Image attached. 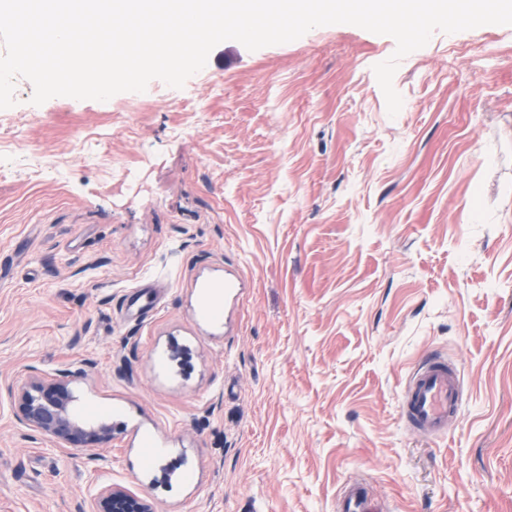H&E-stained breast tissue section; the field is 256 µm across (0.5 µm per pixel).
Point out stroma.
I'll list each match as a JSON object with an SVG mask.
<instances>
[{"instance_id": "35a3bbf8", "label": "stroma", "mask_w": 512, "mask_h": 512, "mask_svg": "<svg viewBox=\"0 0 512 512\" xmlns=\"http://www.w3.org/2000/svg\"><path fill=\"white\" fill-rule=\"evenodd\" d=\"M227 40L175 89L0 112V512H512V25ZM233 287H225V280ZM454 361L439 438L401 413ZM68 379L96 455L8 387ZM462 396L457 366L428 356L411 370L402 397V416L413 431L439 437L445 433L448 417L459 412ZM369 502L364 487L358 482H350L340 492L337 512H368ZM90 512H153L147 499L121 487L107 486L94 497Z\"/></svg>"}]
</instances>
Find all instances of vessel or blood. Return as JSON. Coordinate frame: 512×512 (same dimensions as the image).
<instances>
[{
  "mask_svg": "<svg viewBox=\"0 0 512 512\" xmlns=\"http://www.w3.org/2000/svg\"><path fill=\"white\" fill-rule=\"evenodd\" d=\"M463 388L457 366L441 357L429 356L411 370L402 397V415L410 428L420 434L439 437L462 404ZM364 487L357 482L344 486L336 512H368Z\"/></svg>",
  "mask_w": 512,
  "mask_h": 512,
  "instance_id": "1",
  "label": "vessel or blood"
}]
</instances>
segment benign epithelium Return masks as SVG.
Here are the masks:
<instances>
[{
    "label": "benign epithelium",
    "instance_id": "1",
    "mask_svg": "<svg viewBox=\"0 0 512 512\" xmlns=\"http://www.w3.org/2000/svg\"><path fill=\"white\" fill-rule=\"evenodd\" d=\"M66 381H22L15 396L21 421L47 437L60 439L86 452L112 439V428L79 420L71 408L73 396ZM91 512H153L148 500L121 487L107 486L94 497Z\"/></svg>",
    "mask_w": 512,
    "mask_h": 512
}]
</instances>
